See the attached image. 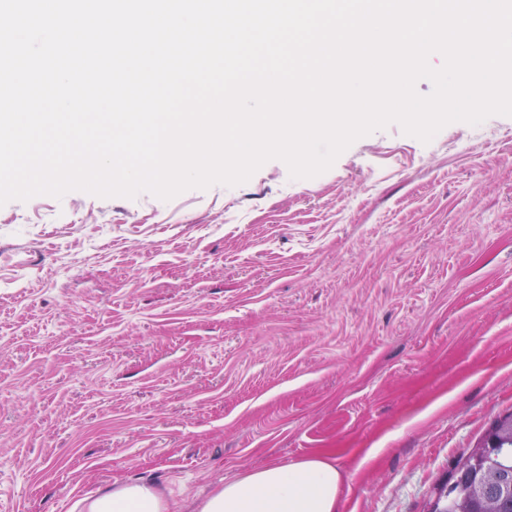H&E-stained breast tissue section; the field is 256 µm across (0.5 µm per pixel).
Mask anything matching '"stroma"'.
Masks as SVG:
<instances>
[{"mask_svg": "<svg viewBox=\"0 0 512 512\" xmlns=\"http://www.w3.org/2000/svg\"><path fill=\"white\" fill-rule=\"evenodd\" d=\"M512 412V116L396 124L163 201L0 206V512L142 479L169 512L308 458L427 512Z\"/></svg>", "mask_w": 512, "mask_h": 512, "instance_id": "35a3bbf8", "label": "stroma"}]
</instances>
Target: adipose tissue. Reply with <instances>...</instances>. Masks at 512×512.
Returning <instances> with one entry per match:
<instances>
[{
    "label": "adipose tissue",
    "instance_id": "1",
    "mask_svg": "<svg viewBox=\"0 0 512 512\" xmlns=\"http://www.w3.org/2000/svg\"><path fill=\"white\" fill-rule=\"evenodd\" d=\"M342 474L336 465L310 458L269 465L224 483L200 512H336ZM152 485L127 481L87 502L85 512H166Z\"/></svg>",
    "mask_w": 512,
    "mask_h": 512
}]
</instances>
